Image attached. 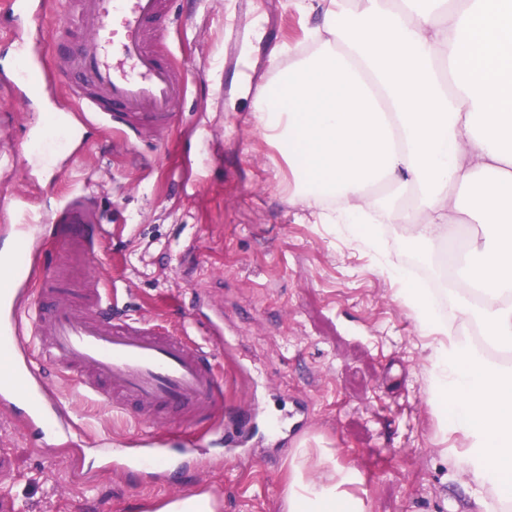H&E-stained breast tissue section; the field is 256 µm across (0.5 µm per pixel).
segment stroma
I'll use <instances>...</instances> for the list:
<instances>
[{
	"label": "stroma",
	"instance_id": "1",
	"mask_svg": "<svg viewBox=\"0 0 512 512\" xmlns=\"http://www.w3.org/2000/svg\"><path fill=\"white\" fill-rule=\"evenodd\" d=\"M174 11L164 36L189 91L169 135L127 142L90 127L45 154L31 143L46 135L47 103L0 93V174L13 195L40 188L46 214L73 192L94 199L106 236L92 267L117 284L122 313L208 347L205 325L223 312L224 413L251 410L253 429L233 448L223 427L205 430L194 463L174 457L157 473L92 465L86 455L135 447L141 428L53 374L82 447L44 450L0 410V448L16 466L0 499L15 512H136L201 490L218 512H283L292 450L321 443L358 468L368 512H478V498L494 502L463 473L467 441L444 429L451 412L429 402L434 342L393 299L391 266L416 257L402 225H377L378 254L344 226L306 216L289 199L287 164L273 162L253 124L255 92L224 69L233 46L249 51L253 75L273 81V51L303 44L318 16L302 17L295 0H175ZM58 165L68 181L53 180Z\"/></svg>",
	"mask_w": 512,
	"mask_h": 512
}]
</instances>
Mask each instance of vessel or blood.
Wrapping results in <instances>:
<instances>
[{"label":"vessel or blood","instance_id":"b4317fda","mask_svg":"<svg viewBox=\"0 0 512 512\" xmlns=\"http://www.w3.org/2000/svg\"><path fill=\"white\" fill-rule=\"evenodd\" d=\"M69 25L82 37L71 51L45 58L24 57L35 90L56 98L62 77L74 79L73 108L51 112L72 128L101 125L143 137L165 134L177 120V103L187 93V76L161 41V22L172 21L170 0H67ZM65 239L72 262L86 267L79 287L66 284L59 269L40 264L31 225L13 235L31 254L21 262L0 261V409L29 434L46 426L66 432L57 394L39 370L52 361L61 373L79 372V391L130 416L147 430L149 445L195 452L194 441L162 434L167 417L191 424L217 422L224 412V376L211 354L152 320L113 316L105 286L89 267L105 236L82 195L68 197L51 218ZM40 264L44 302L31 300L30 271Z\"/></svg>","mask_w":512,"mask_h":512}]
</instances>
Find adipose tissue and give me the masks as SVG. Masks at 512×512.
Listing matches in <instances>:
<instances>
[{"instance_id": "1", "label": "adipose tissue", "mask_w": 512, "mask_h": 512, "mask_svg": "<svg viewBox=\"0 0 512 512\" xmlns=\"http://www.w3.org/2000/svg\"><path fill=\"white\" fill-rule=\"evenodd\" d=\"M321 6L312 45L257 97L255 123L294 177L292 200L315 222L347 225L382 248L378 212L420 252L477 224L453 283L463 321L512 347V0H299ZM391 186L378 206L370 189ZM394 299L433 337L430 395L468 439L464 471L512 500V366L489 361L441 321L410 283ZM357 470L329 448H295L284 512H367Z\"/></svg>"}]
</instances>
